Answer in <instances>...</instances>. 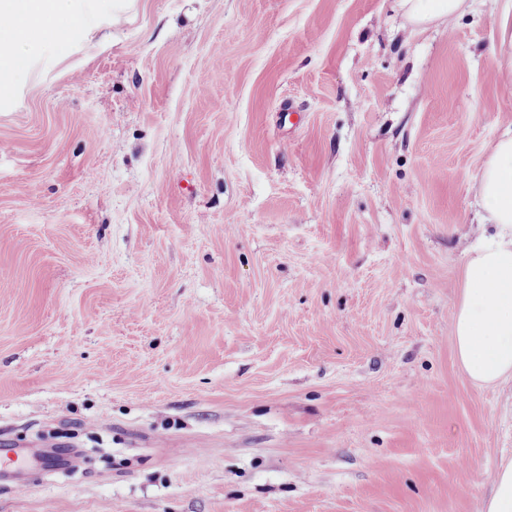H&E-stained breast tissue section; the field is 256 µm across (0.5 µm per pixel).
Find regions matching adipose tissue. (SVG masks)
<instances>
[{"label": "adipose tissue", "instance_id": "1", "mask_svg": "<svg viewBox=\"0 0 512 512\" xmlns=\"http://www.w3.org/2000/svg\"><path fill=\"white\" fill-rule=\"evenodd\" d=\"M112 14V0H0V103L19 97L28 73L49 63L63 37L85 38ZM478 191L493 234L472 249L452 323L458 359L479 384L512 377V133L486 160Z\"/></svg>", "mask_w": 512, "mask_h": 512}]
</instances>
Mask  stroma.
<instances>
[{
    "instance_id": "1",
    "label": "stroma",
    "mask_w": 512,
    "mask_h": 512,
    "mask_svg": "<svg viewBox=\"0 0 512 512\" xmlns=\"http://www.w3.org/2000/svg\"><path fill=\"white\" fill-rule=\"evenodd\" d=\"M115 2L0 110V512H485L512 380L451 319L512 0ZM462 0H406L413 20L424 22L434 18L451 19Z\"/></svg>"
}]
</instances>
